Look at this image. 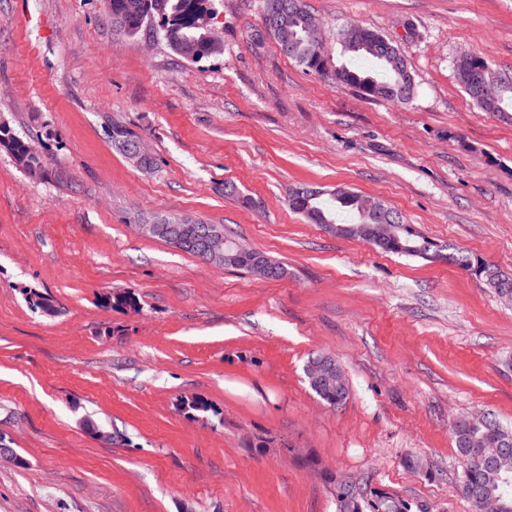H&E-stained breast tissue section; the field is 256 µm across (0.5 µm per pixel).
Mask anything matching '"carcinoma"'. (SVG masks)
Instances as JSON below:
<instances>
[{
    "instance_id": "carcinoma-1",
    "label": "carcinoma",
    "mask_w": 512,
    "mask_h": 512,
    "mask_svg": "<svg viewBox=\"0 0 512 512\" xmlns=\"http://www.w3.org/2000/svg\"><path fill=\"white\" fill-rule=\"evenodd\" d=\"M215 0H110V19L115 28L127 35L137 34L148 22L159 19L164 39L177 55L199 62L223 52V46L211 45L200 39L201 31L196 24L212 16ZM277 13L274 27L269 35L277 42L283 54L308 71L322 74L327 61L317 53V44L307 37L303 21L309 14L304 0H263L262 18ZM374 30L363 28V35L341 43L344 54L371 61L376 70L359 71L341 64L332 70L336 84L356 89L366 98L381 97L394 103H405L412 97L414 86L405 84L403 71L408 68L400 52L387 59L372 42ZM458 80L469 97L487 112H512V80L500 78L491 99L482 97L466 85V78L460 68H455ZM112 145L122 148L127 159H132V148L139 143V135L121 123H112ZM0 152L8 155L16 166L28 176L36 179H49V171L42 153L28 140L16 135L11 129L0 125ZM359 195L345 190L325 198L323 195L291 198L289 208L304 217L311 224H340L341 216H346L348 224H360ZM385 222L396 225L394 235L374 249L388 254L418 257L430 262L434 255L442 254L441 261L453 264L474 275L493 289L506 303H512V288L503 284L512 282V277L503 274L496 266L475 258L468 252L442 245L422 233L414 224H408L403 216L388 209ZM316 395L331 407L342 405L347 397L330 387L310 385ZM476 427L471 428L467 419L462 418L452 426L455 444L459 454L460 490L469 500L475 493L490 492L503 498L512 512V447L507 449L495 467H478L470 459L467 444L475 437L483 440L487 447L497 448L505 440H512V430L503 427L490 416L474 418ZM336 499L342 512H363L364 497L360 478L347 477L335 484ZM375 512H408L400 500L385 496L374 506Z\"/></svg>"
}]
</instances>
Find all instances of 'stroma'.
<instances>
[{"mask_svg":"<svg viewBox=\"0 0 512 512\" xmlns=\"http://www.w3.org/2000/svg\"><path fill=\"white\" fill-rule=\"evenodd\" d=\"M305 3L332 64L346 26L389 38L412 99L306 71L261 0H222L224 51L196 63L158 23L114 32L109 0H0V120L66 176L36 181L0 154V437L24 460L0 457V512H337L350 476L369 504L473 512L451 426L490 412L512 427V306L454 265L307 223L288 195L354 190L512 275V112L478 107L455 72L468 50L512 77V0ZM116 121L153 170L114 148ZM169 215L224 225L286 276L138 228ZM318 354L349 380L342 406L309 387ZM191 396L210 411H182Z\"/></svg>","mask_w":512,"mask_h":512,"instance_id":"obj_1","label":"stroma"}]
</instances>
